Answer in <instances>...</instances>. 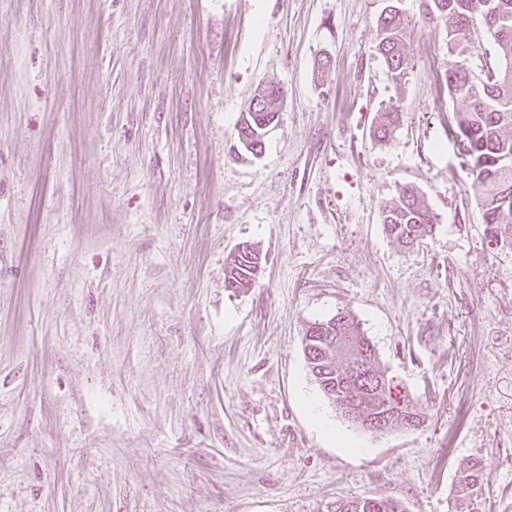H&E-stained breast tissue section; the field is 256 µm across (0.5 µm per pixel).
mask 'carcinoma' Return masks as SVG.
Segmentation results:
<instances>
[{"mask_svg":"<svg viewBox=\"0 0 512 512\" xmlns=\"http://www.w3.org/2000/svg\"><path fill=\"white\" fill-rule=\"evenodd\" d=\"M431 14L446 27L448 68L445 82L448 93L465 103V110L454 114L448 130L468 135L471 155L466 158L472 187L482 210V223L493 237L512 245V238L499 229L512 225V0H432ZM484 26L492 34L495 51L482 54L480 69L473 68L475 48L471 30ZM380 40L377 45L392 80L400 83L408 69L403 48L406 23L398 12L378 18ZM271 90L264 106L249 102L237 130L239 148L236 156L259 157L264 149L266 131L260 129L257 114L266 113L270 121L278 120L277 109L283 96L281 87L268 84ZM402 112L391 105L378 113L373 136L384 141L400 125ZM436 218L419 196L406 188L382 208V224L387 237L401 247L419 243L432 233ZM258 250L236 252L225 267V287L234 292L253 286L257 276ZM303 350L313 362L308 369L319 386L333 395L336 405L340 395L360 399L364 409L387 411L384 391H374L357 384L348 376L350 360L365 359L370 370L386 376L375 345L362 330L351 312L338 310L323 320L311 322L302 337ZM460 491L475 487L481 479L479 464L469 460L460 467ZM330 512H403L400 504L389 498H351L335 502Z\"/></svg>","mask_w":512,"mask_h":512,"instance_id":"cac0c4a2","label":"carcinoma"}]
</instances>
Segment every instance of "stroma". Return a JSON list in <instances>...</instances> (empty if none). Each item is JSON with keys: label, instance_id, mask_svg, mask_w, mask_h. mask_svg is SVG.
<instances>
[{"label": "stroma", "instance_id": "stroma-1", "mask_svg": "<svg viewBox=\"0 0 512 512\" xmlns=\"http://www.w3.org/2000/svg\"><path fill=\"white\" fill-rule=\"evenodd\" d=\"M429 3L0 0V512H512V246L448 137ZM269 83L279 122L236 157ZM406 186L437 219L410 249L381 214ZM246 243L262 267L235 293ZM341 309L419 428L350 426L312 380L306 328ZM377 27L380 31L378 53L392 80L397 84L401 83L408 69L407 57L403 48L406 23L397 11H390L378 18ZM264 87L265 90L272 89L271 93L268 94L269 101H264V106L258 107L256 104L254 107V101L257 98L258 94L255 93L251 98L245 112H242V117L240 120V126L237 130V139L239 143V148L237 152H235L237 157L240 156H251L253 158H259L262 154L265 144L266 133L275 126V123L278 121V116L281 108V104L279 107V112H277L280 100L283 96V90L281 91V87L276 84H266ZM259 112H266V118H268L269 123L274 120L272 126L267 130L260 129L257 123V114ZM243 137L245 141H243ZM402 112L397 106L391 105L378 113L373 136L379 141H384L392 136L400 125ZM246 246L245 254L237 251L225 267L224 283L226 288H230L233 292L252 288L257 276L256 262L260 259L259 251L248 245ZM330 512H403L400 504L389 498H351L337 500Z\"/></svg>", "mask_w": 512, "mask_h": 512}]
</instances>
